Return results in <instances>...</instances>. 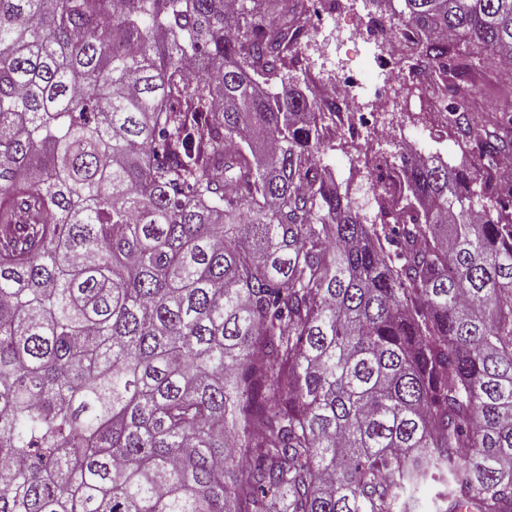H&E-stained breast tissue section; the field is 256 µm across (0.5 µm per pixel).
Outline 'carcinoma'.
<instances>
[{
	"label": "carcinoma",
	"mask_w": 512,
	"mask_h": 512,
	"mask_svg": "<svg viewBox=\"0 0 512 512\" xmlns=\"http://www.w3.org/2000/svg\"><path fill=\"white\" fill-rule=\"evenodd\" d=\"M467 94L512 0H366ZM275 10L279 24L255 18ZM299 0H0V512H512V192L400 155L375 221ZM489 156L512 138L463 112ZM330 135L333 139L334 150L327 149L323 156V165L335 176L336 181L341 188L347 190L349 195L355 199L360 207L361 214L367 218V222L374 219L376 206L372 192V181L374 176H370L363 162V153L375 155L379 153L382 140L386 138L384 132L377 137L365 138L363 146L358 142L347 138L346 131L343 128H332Z\"/></svg>",
	"instance_id": "carcinoma-1"
}]
</instances>
